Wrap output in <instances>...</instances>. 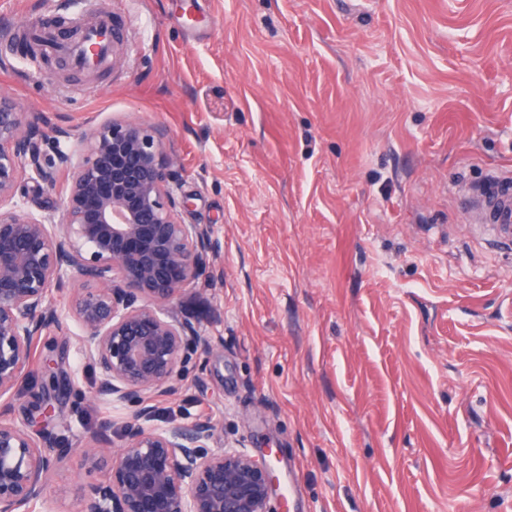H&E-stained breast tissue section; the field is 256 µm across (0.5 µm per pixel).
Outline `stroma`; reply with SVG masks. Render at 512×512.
I'll return each mask as SVG.
<instances>
[{
	"label": "stroma",
	"mask_w": 512,
	"mask_h": 512,
	"mask_svg": "<svg viewBox=\"0 0 512 512\" xmlns=\"http://www.w3.org/2000/svg\"><path fill=\"white\" fill-rule=\"evenodd\" d=\"M90 9L120 30L93 71L15 40ZM0 89L65 149L111 117L169 129L181 217L220 243L173 311L224 343L161 412L269 454L272 512H512V242L467 221L512 175V0H0ZM62 327L40 354L79 392L11 415L67 448L49 491L76 512L89 437L129 409Z\"/></svg>",
	"instance_id": "35a3bbf8"
}]
</instances>
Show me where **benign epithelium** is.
Segmentation results:
<instances>
[{"mask_svg":"<svg viewBox=\"0 0 512 512\" xmlns=\"http://www.w3.org/2000/svg\"><path fill=\"white\" fill-rule=\"evenodd\" d=\"M58 129L27 122L0 93V512H57L46 480L64 449L43 445L11 418L8 396L36 374L41 337L60 327L55 294L71 292L79 350L98 369L95 396L131 408L108 455L101 425L92 463L110 457L78 512H269L276 476L248 450L208 447L212 419L171 417L160 399L215 341L164 309L209 273L218 241L205 224H187L188 198L177 194L170 133L163 126L109 118L67 150ZM71 174L58 207L29 197L28 184L51 189ZM71 375L48 373L43 408L67 390Z\"/></svg>","mask_w":512,"mask_h":512,"instance_id":"1","label":"benign epithelium"}]
</instances>
